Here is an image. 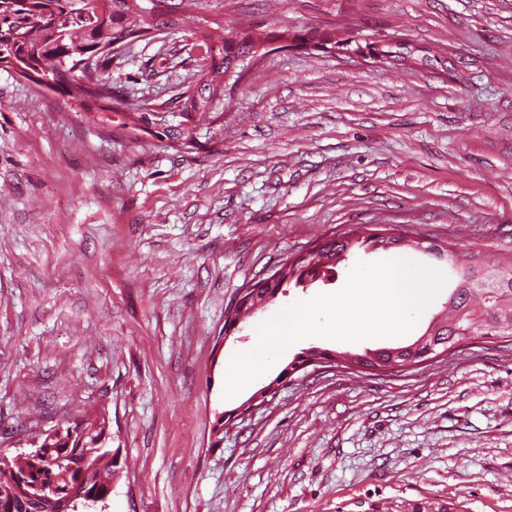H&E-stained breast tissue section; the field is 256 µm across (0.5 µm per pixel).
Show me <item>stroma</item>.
<instances>
[{
    "label": "stroma",
    "instance_id": "35a3bbf8",
    "mask_svg": "<svg viewBox=\"0 0 512 512\" xmlns=\"http://www.w3.org/2000/svg\"><path fill=\"white\" fill-rule=\"evenodd\" d=\"M112 58L108 117L0 68V448L105 413L107 512H512V341L380 373L310 366L265 401L225 368L357 251L225 331L241 293L328 238L395 229L512 259V0H224ZM265 39L219 118L199 19ZM408 43L389 62L303 45ZM307 338L360 353L415 341ZM223 433H216V424Z\"/></svg>",
    "mask_w": 512,
    "mask_h": 512
}]
</instances>
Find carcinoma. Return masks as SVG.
I'll list each match as a JSON object with an SVG mask.
<instances>
[{
  "label": "carcinoma",
  "instance_id": "1",
  "mask_svg": "<svg viewBox=\"0 0 512 512\" xmlns=\"http://www.w3.org/2000/svg\"><path fill=\"white\" fill-rule=\"evenodd\" d=\"M148 0H0V61L13 58L22 65H38L55 86L67 87V94L80 101L87 110H105L112 102V85L104 78L112 65L113 43L125 39L142 41L155 30L176 29L181 18L176 12L163 10ZM210 21L200 20L193 36L203 52L200 87L185 96L184 111L216 112L224 104V73L233 60L250 53L246 42H232L215 35ZM85 61L94 64L95 76L77 69ZM406 240L368 235L356 238L342 235L325 242L305 256L285 263L288 271L273 286L261 289L257 303L271 302L283 284L305 283L302 268L313 266L308 278L315 281L324 266L334 267L347 259L356 247L387 249L388 244ZM424 250L438 260L453 264L457 277L455 287L444 305V314L431 322L412 344L401 347L367 349L361 354H338L357 364L419 363L438 349L444 350L468 336L512 338V262L486 263L473 260L444 246L428 245ZM108 417L95 415L72 423L75 438L66 448L58 441L45 447L41 461L48 472L58 476L57 491L62 499L78 476L112 477L116 466L112 450L102 442ZM30 463L17 461L12 471L0 470V489L13 488Z\"/></svg>",
  "mask_w": 512,
  "mask_h": 512
}]
</instances>
